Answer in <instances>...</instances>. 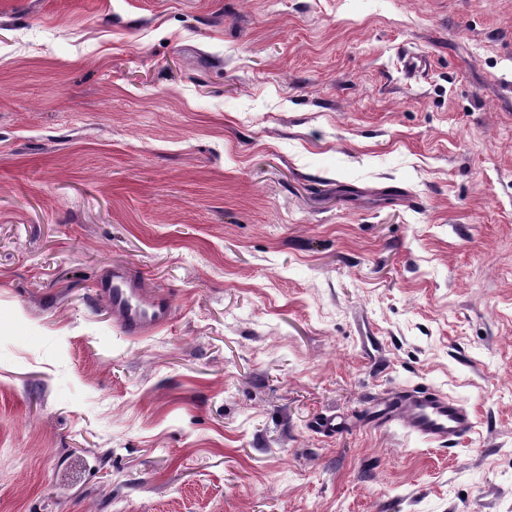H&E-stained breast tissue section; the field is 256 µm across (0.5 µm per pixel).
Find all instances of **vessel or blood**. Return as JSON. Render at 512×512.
I'll return each instance as SVG.
<instances>
[{
	"mask_svg": "<svg viewBox=\"0 0 512 512\" xmlns=\"http://www.w3.org/2000/svg\"><path fill=\"white\" fill-rule=\"evenodd\" d=\"M97 291L109 302L128 335L148 334L172 316L171 298L161 292L145 293L125 269L115 268L101 277ZM378 418L401 422L444 446L455 445L473 428L472 414L464 405L424 387L395 392L384 402Z\"/></svg>",
	"mask_w": 512,
	"mask_h": 512,
	"instance_id": "b4317fda",
	"label": "vessel or blood"
}]
</instances>
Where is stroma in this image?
<instances>
[{
	"mask_svg": "<svg viewBox=\"0 0 512 512\" xmlns=\"http://www.w3.org/2000/svg\"><path fill=\"white\" fill-rule=\"evenodd\" d=\"M0 512H512V0H0ZM97 292L112 306V313L129 336L148 334L171 319V298L157 291L146 294L125 269L112 268L101 277ZM378 413L385 423L399 421L412 432L448 447L473 428L472 414L464 405L424 387L395 392Z\"/></svg>",
	"mask_w": 512,
	"mask_h": 512,
	"instance_id": "obj_1",
	"label": "stroma"
}]
</instances>
